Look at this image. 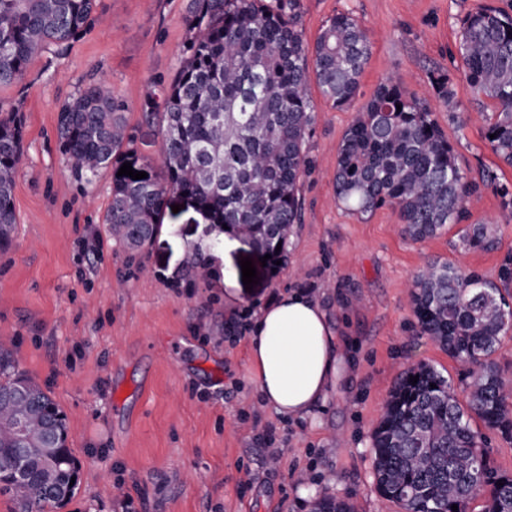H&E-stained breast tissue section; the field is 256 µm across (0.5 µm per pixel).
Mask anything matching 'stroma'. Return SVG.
Returning a JSON list of instances; mask_svg holds the SVG:
<instances>
[{
  "mask_svg": "<svg viewBox=\"0 0 512 512\" xmlns=\"http://www.w3.org/2000/svg\"><path fill=\"white\" fill-rule=\"evenodd\" d=\"M483 3L512 0H304L307 41L349 12L372 54L353 109L312 95L302 222L274 267L259 265L263 253L246 239L224 248L223 229L191 205L165 210L154 240L130 252L102 223L111 171L78 181L60 150V108L102 76L127 105L131 149L159 162V127L143 110L163 107L184 58L189 0H96L93 23L67 50L36 57L18 85L0 91V105L24 122L17 227L0 252V344L59 405L80 469L75 495L50 512H313L316 489L348 498L356 512H401L373 471L372 432L393 385L420 363L435 366L457 395L469 381L467 366L420 333L413 278L447 260L493 279L512 253V211L502 198L512 194V166L492 152L482 105L457 65L461 20ZM438 74L452 87L449 102L436 94ZM390 77L430 106L471 179L495 176L467 208L497 250L464 249L457 225L415 241L396 208L358 216L337 201L343 133ZM245 257L258 263L250 289ZM291 288L317 296L355 367L314 423L285 421L261 403L248 338L233 328Z\"/></svg>",
  "mask_w": 512,
  "mask_h": 512,
  "instance_id": "obj_1",
  "label": "stroma"
}]
</instances>
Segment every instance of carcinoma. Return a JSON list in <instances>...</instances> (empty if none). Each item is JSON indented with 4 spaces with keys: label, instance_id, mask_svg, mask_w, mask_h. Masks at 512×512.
I'll use <instances>...</instances> for the list:
<instances>
[{
    "label": "carcinoma",
    "instance_id": "obj_1",
    "mask_svg": "<svg viewBox=\"0 0 512 512\" xmlns=\"http://www.w3.org/2000/svg\"><path fill=\"white\" fill-rule=\"evenodd\" d=\"M95 7L96 0H0V89L18 84L44 50L68 47L92 23ZM303 9V0H191L187 57L171 80L165 111L145 113L160 128L157 167L124 152L127 105L104 81L80 88L62 106L61 151L74 174L90 183L112 168L103 217L112 237L131 251L143 248L157 234L172 192L281 259L302 218L305 142L315 119L309 85L347 110L371 55L349 12L329 18L308 44L299 26ZM458 53L474 95L492 101L485 138L512 166V12L481 5L467 13ZM23 153L22 123L0 106V251L16 229L14 188ZM126 162L148 177L118 175ZM477 188L428 104L392 78L357 110L337 148L338 201L360 215L395 207L415 241L466 220ZM462 232L468 249L497 248L485 224ZM412 288L420 333L467 364L470 383L461 402L430 364L402 373L372 435L377 488L403 512H471L485 493L482 512H512V474L495 466L488 437L471 425L476 418L512 443V387L495 359L512 323L505 298L512 255L496 282L443 261L421 269ZM66 440L59 406L0 347V493L11 494L15 512H45L74 496L77 468ZM313 512L355 509L323 492Z\"/></svg>",
    "mask_w": 512,
    "mask_h": 512
}]
</instances>
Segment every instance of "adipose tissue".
<instances>
[{
	"label": "adipose tissue",
	"mask_w": 512,
	"mask_h": 512,
	"mask_svg": "<svg viewBox=\"0 0 512 512\" xmlns=\"http://www.w3.org/2000/svg\"><path fill=\"white\" fill-rule=\"evenodd\" d=\"M250 380L267 406L287 421L315 417L353 362L320 301L296 288L251 318Z\"/></svg>",
	"instance_id": "obj_1"
}]
</instances>
